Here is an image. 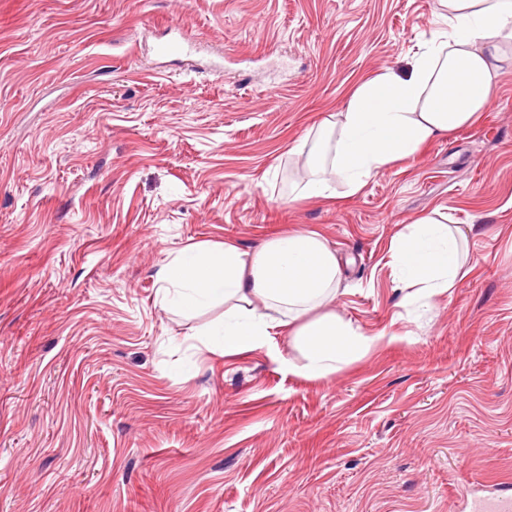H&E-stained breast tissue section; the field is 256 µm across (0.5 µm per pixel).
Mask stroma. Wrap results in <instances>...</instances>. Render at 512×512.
Masks as SVG:
<instances>
[{"label": "stroma", "instance_id": "obj_1", "mask_svg": "<svg viewBox=\"0 0 512 512\" xmlns=\"http://www.w3.org/2000/svg\"><path fill=\"white\" fill-rule=\"evenodd\" d=\"M194 53L159 57L166 27ZM447 27L438 0H0V512H459L512 482V64L479 122L298 198L322 122ZM469 229L426 295L392 242ZM319 232L372 342L297 374L287 329L210 345L159 273Z\"/></svg>", "mask_w": 512, "mask_h": 512}]
</instances>
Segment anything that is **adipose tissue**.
I'll list each match as a JSON object with an SVG mask.
<instances>
[{
	"label": "adipose tissue",
	"instance_id": "1",
	"mask_svg": "<svg viewBox=\"0 0 512 512\" xmlns=\"http://www.w3.org/2000/svg\"><path fill=\"white\" fill-rule=\"evenodd\" d=\"M438 5L448 13V29L414 55L410 72L384 70L354 90L336 120L324 121L302 197L333 198L337 180L357 194L425 143L473 124L492 104L507 60L503 48L512 44V0ZM466 237L460 227L422 216L393 245L400 282L427 294L453 287ZM161 282L162 302L171 308L223 305L224 320L211 333L222 337L225 352L251 350L273 329L288 328L304 356L297 371L309 378L335 371L370 343L335 313H312L341 283L335 251L315 232L279 234L251 252L233 244L190 248L164 267Z\"/></svg>",
	"mask_w": 512,
	"mask_h": 512
}]
</instances>
